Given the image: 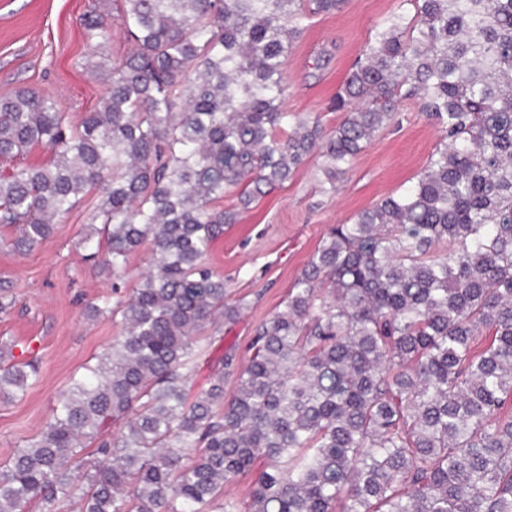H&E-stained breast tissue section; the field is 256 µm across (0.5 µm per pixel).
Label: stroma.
Wrapping results in <instances>:
<instances>
[{"instance_id":"obj_1","label":"stroma","mask_w":512,"mask_h":512,"mask_svg":"<svg viewBox=\"0 0 512 512\" xmlns=\"http://www.w3.org/2000/svg\"><path fill=\"white\" fill-rule=\"evenodd\" d=\"M92 0H0V95L20 87L52 92L70 121L80 122L97 101V83L77 67L86 53L81 15ZM401 0H347L333 15L312 17L288 55L289 111L320 117L335 129L342 113L331 101L378 25ZM437 127L418 105L400 102L396 122L379 132L355 160L335 196L318 190L321 160L241 211L207 257L233 296L250 304L234 325L206 328L207 350L192 375L206 386L224 352L246 358L257 325L282 307L289 288L332 225L345 222L415 181L438 141ZM87 195L52 235L29 253L9 246L13 232L0 228V283L8 282L15 305L0 314V339L14 345L16 361L37 359L40 375L23 396L0 403V464L40 434L53 406L74 376L121 333L119 321L91 318L85 307L111 292V277L83 261L80 239L94 202Z\"/></svg>"}]
</instances>
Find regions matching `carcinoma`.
<instances>
[{"label":"carcinoma","instance_id":"cac0c4a2","mask_svg":"<svg viewBox=\"0 0 512 512\" xmlns=\"http://www.w3.org/2000/svg\"><path fill=\"white\" fill-rule=\"evenodd\" d=\"M345 3L96 0L76 61L93 109L74 125L51 94L0 96L15 250L93 191L86 260L118 279L151 246L129 298L87 308L121 335L0 466V512H512V0H403L413 16L382 21L327 132L286 108V64L307 20ZM117 28L132 48L114 60ZM403 100L440 127L416 181L334 225L248 361L227 351L192 391L199 335L249 307L205 262L224 226L316 150L336 192ZM234 188L240 208L218 207ZM13 348L4 402L38 375ZM242 474L244 503L224 492Z\"/></svg>","mask_w":512,"mask_h":512}]
</instances>
